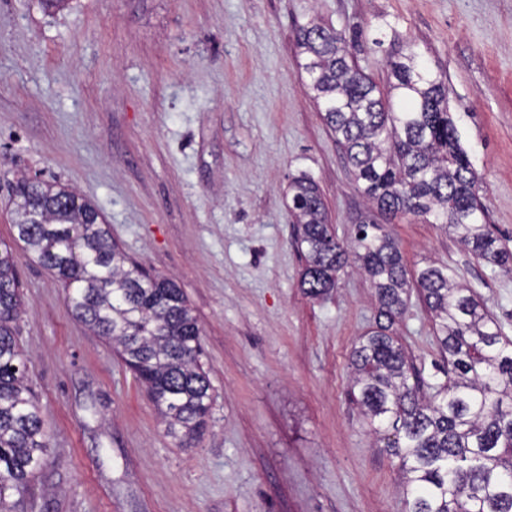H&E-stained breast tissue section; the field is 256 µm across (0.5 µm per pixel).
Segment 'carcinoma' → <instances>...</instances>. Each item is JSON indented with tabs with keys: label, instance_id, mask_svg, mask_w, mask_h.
<instances>
[{
	"label": "carcinoma",
	"instance_id": "1",
	"mask_svg": "<svg viewBox=\"0 0 512 512\" xmlns=\"http://www.w3.org/2000/svg\"><path fill=\"white\" fill-rule=\"evenodd\" d=\"M298 66L343 149L357 188L386 217L443 224L475 257L512 273V252L487 224L478 175L448 106V79L426 67L414 43L387 58L381 87L354 61L345 36L312 19L296 27ZM300 287L336 286L354 262L375 289L376 328L350 362V396L374 434L399 458L405 512H512V340L454 269L406 268L395 240L364 222L337 238L316 181L289 184ZM17 240L62 283L72 313L112 345L146 386L167 433L184 443L207 428L210 381L200 328L170 278L132 262L102 215L77 193L24 177L12 187ZM416 288L430 314L449 382L427 383L394 334ZM23 307L13 257L0 252V512L28 494L46 463L49 432L16 338Z\"/></svg>",
	"mask_w": 512,
	"mask_h": 512
}]
</instances>
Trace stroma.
Here are the masks:
<instances>
[{
  "label": "stroma",
  "mask_w": 512,
  "mask_h": 512,
  "mask_svg": "<svg viewBox=\"0 0 512 512\" xmlns=\"http://www.w3.org/2000/svg\"><path fill=\"white\" fill-rule=\"evenodd\" d=\"M313 17L378 84L395 40L446 74L488 222L512 246V0H69L53 13L0 0V247L50 430L17 512H403L400 461L347 396L351 352L378 319L372 285L348 266L327 295L299 286L292 176L318 183L339 240L374 215L297 66L293 28ZM24 176L74 188L131 260L183 290L212 397L191 446L17 241L9 187ZM381 225L408 270L452 267L512 339V274L444 225ZM394 331L444 381L417 293Z\"/></svg>",
  "instance_id": "obj_1"
}]
</instances>
